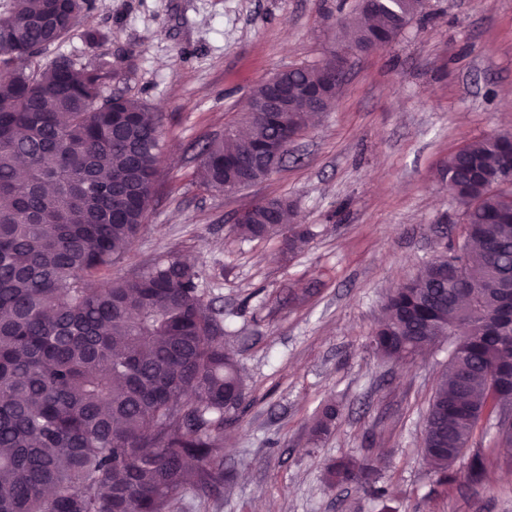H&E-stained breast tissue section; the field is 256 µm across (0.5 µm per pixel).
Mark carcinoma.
<instances>
[{
  "label": "carcinoma",
  "instance_id": "1",
  "mask_svg": "<svg viewBox=\"0 0 512 512\" xmlns=\"http://www.w3.org/2000/svg\"><path fill=\"white\" fill-rule=\"evenodd\" d=\"M422 0H358V24L336 17L344 43L377 33L393 43ZM92 0H0V512H175L187 490L220 494L224 410L244 390L224 348V310L204 303L201 268L169 255L118 272L142 230L161 155V116L123 96H103L112 63L82 66L51 55ZM288 111L262 112L269 81L250 92L241 123L212 138L197 169L222 191L249 187L279 168L257 147L292 139L318 90L335 97L320 66L291 67ZM448 181L464 208V239L424 263L383 304L370 344L404 360L448 329L476 323L436 382L421 452L448 486L483 419L512 404L491 374L512 375V203L497 180L512 170V133L493 132L455 152ZM288 200L256 202L232 226L241 239L281 236L300 249ZM326 406L311 428L328 434ZM380 460L347 456L331 485L355 484L387 505ZM487 463L474 454L467 478Z\"/></svg>",
  "mask_w": 512,
  "mask_h": 512
}]
</instances>
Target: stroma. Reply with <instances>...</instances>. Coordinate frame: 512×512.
Instances as JSON below:
<instances>
[{
  "label": "stroma",
  "instance_id": "35a3bbf8",
  "mask_svg": "<svg viewBox=\"0 0 512 512\" xmlns=\"http://www.w3.org/2000/svg\"><path fill=\"white\" fill-rule=\"evenodd\" d=\"M356 0H95L59 46L82 65L105 58V95L162 117L161 177L121 269L178 253L203 269L204 299L223 308L226 348L244 386L226 411L220 497L186 493L182 512H380L360 487H331L342 456L380 458L396 512H512V448L490 421L469 445L488 464L478 485L439 486L421 453L424 417L446 369L443 340L407 362L382 361L369 338L387 294L449 243L464 215L448 195L458 147L512 131V0H424L379 52L357 57L328 111L289 146L286 163L237 193L204 187L199 150L240 120L251 89L276 72L320 64L341 40L337 12ZM100 39L89 43L86 31ZM288 198L312 236L240 241L235 213ZM337 417L319 442L325 405Z\"/></svg>",
  "mask_w": 512,
  "mask_h": 512
}]
</instances>
